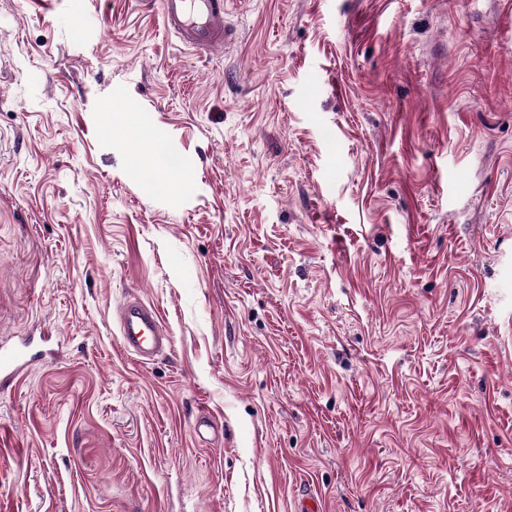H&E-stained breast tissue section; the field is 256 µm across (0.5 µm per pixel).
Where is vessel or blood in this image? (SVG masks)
I'll return each instance as SVG.
<instances>
[{
  "instance_id": "b4317fda",
  "label": "vessel or blood",
  "mask_w": 512,
  "mask_h": 512,
  "mask_svg": "<svg viewBox=\"0 0 512 512\" xmlns=\"http://www.w3.org/2000/svg\"><path fill=\"white\" fill-rule=\"evenodd\" d=\"M160 11L165 29L193 51L205 54L223 46L224 0H160ZM118 330L122 349L144 362L161 356L173 342L157 310L137 298L120 304ZM35 357L27 339L16 347L0 346V383L19 380Z\"/></svg>"
}]
</instances>
